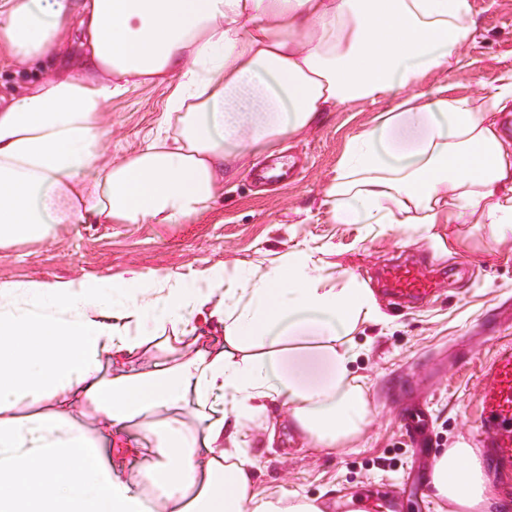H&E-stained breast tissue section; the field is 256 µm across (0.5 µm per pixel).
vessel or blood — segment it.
I'll use <instances>...</instances> for the list:
<instances>
[{
    "mask_svg": "<svg viewBox=\"0 0 512 512\" xmlns=\"http://www.w3.org/2000/svg\"><path fill=\"white\" fill-rule=\"evenodd\" d=\"M438 293L437 283L415 264L390 268L386 275L385 294L389 301L421 302L432 300ZM483 385L478 401L481 422L482 458L494 474L500 491L512 496V341L500 343L486 363ZM402 426L410 442L419 448H432L431 419L420 406L406 411ZM330 512H402V502L393 492L376 491L367 496H355L330 504Z\"/></svg>",
    "mask_w": 512,
    "mask_h": 512,
    "instance_id": "vessel-or-blood-1",
    "label": "vessel or blood"
}]
</instances>
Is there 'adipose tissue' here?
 Listing matches in <instances>:
<instances>
[{
    "mask_svg": "<svg viewBox=\"0 0 512 512\" xmlns=\"http://www.w3.org/2000/svg\"><path fill=\"white\" fill-rule=\"evenodd\" d=\"M471 0H0V50L30 67L0 100V248L59 224H182L224 179L355 100L394 98L348 141L325 203L336 224H484L512 235V74L482 106L416 92L452 75L475 35ZM168 82L164 122L130 157L101 149L104 108L127 85ZM311 252L261 276L0 281V512H324L258 492L238 436L287 409L319 448L351 444L368 414L351 338L376 321L354 276L318 275ZM223 332L204 336L198 323ZM172 362L130 361L164 334ZM195 404L203 427L181 418ZM136 431L152 459L134 482L80 422ZM437 497L484 512L493 492L472 448L434 465Z\"/></svg>",
    "mask_w": 512,
    "mask_h": 512,
    "instance_id": "1",
    "label": "adipose tissue"
}]
</instances>
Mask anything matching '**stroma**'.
<instances>
[{
    "label": "stroma",
    "mask_w": 512,
    "mask_h": 512,
    "mask_svg": "<svg viewBox=\"0 0 512 512\" xmlns=\"http://www.w3.org/2000/svg\"><path fill=\"white\" fill-rule=\"evenodd\" d=\"M471 3L476 40L461 69L444 80L453 98H475L512 69V0ZM170 93L168 84L143 83L113 97L105 138L113 157L143 146ZM391 105L379 99L337 106L309 136L277 145L276 155L294 162L288 179L261 185L254 169L241 170L202 217L182 224H60L50 239L0 250V281L93 283L124 278L132 268L258 275L281 255L315 252L319 275L354 274L376 300L381 319L354 336L350 366L369 413L361 434L342 448H318L291 431L268 444L265 432L283 411L272 405L238 437L258 486L325 500L380 485L404 487L411 472L428 483L435 459L420 456L406 440L400 415L409 403H427L437 451L459 443L476 447L482 368L498 344L512 338V239L493 241L482 224L332 223L325 193L347 141ZM407 260L426 272L455 268L459 274L441 279L431 302L388 304L378 279ZM404 489V512H451L447 501L432 496L424 502L413 488Z\"/></svg>",
    "instance_id": "obj_1"
}]
</instances>
